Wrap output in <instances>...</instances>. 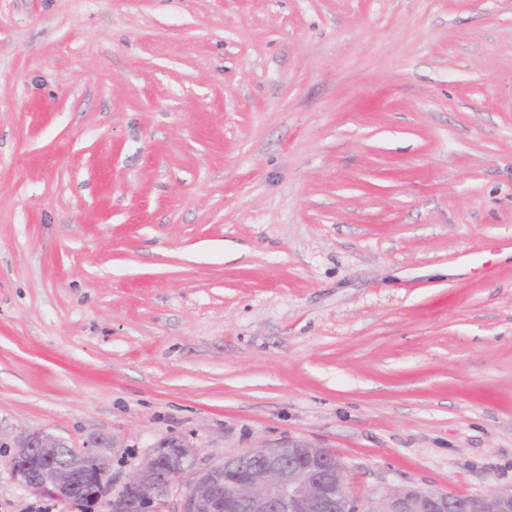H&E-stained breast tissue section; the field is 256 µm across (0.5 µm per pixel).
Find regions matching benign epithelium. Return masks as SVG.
Returning a JSON list of instances; mask_svg holds the SVG:
<instances>
[{
  "label": "benign epithelium",
  "mask_w": 512,
  "mask_h": 512,
  "mask_svg": "<svg viewBox=\"0 0 512 512\" xmlns=\"http://www.w3.org/2000/svg\"><path fill=\"white\" fill-rule=\"evenodd\" d=\"M113 438L96 437L84 448L43 431L25 433L10 466L32 492L95 512H159L183 474L192 472L174 512H512V485L457 495L406 488L377 498L351 495L342 463L325 448L297 443L225 453L198 466L185 438H162L122 489L110 495L103 480ZM67 449V461L54 458Z\"/></svg>",
  "instance_id": "1"
}]
</instances>
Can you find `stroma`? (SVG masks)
<instances>
[{
    "label": "stroma",
    "mask_w": 512,
    "mask_h": 512,
    "mask_svg": "<svg viewBox=\"0 0 512 512\" xmlns=\"http://www.w3.org/2000/svg\"><path fill=\"white\" fill-rule=\"evenodd\" d=\"M512 484V0H0V512L22 434Z\"/></svg>",
    "instance_id": "35a3bbf8"
}]
</instances>
